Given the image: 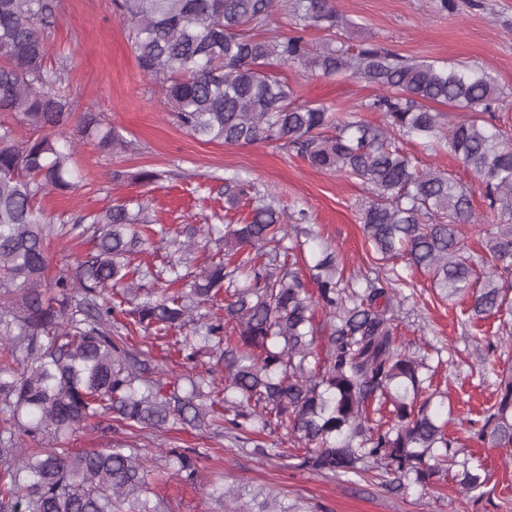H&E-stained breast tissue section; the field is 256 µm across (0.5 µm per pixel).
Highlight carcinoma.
I'll return each mask as SVG.
<instances>
[{
  "mask_svg": "<svg viewBox=\"0 0 512 512\" xmlns=\"http://www.w3.org/2000/svg\"><path fill=\"white\" fill-rule=\"evenodd\" d=\"M139 68L159 87L170 116L205 142L274 143L317 168L356 179L372 194L362 212L366 242L383 262L400 259L425 272L446 297L471 293L468 320L508 322L512 287V143L496 124L502 91L487 75L439 61L409 63L375 46L334 38L314 54L305 37L336 29L330 0H293L289 35L260 37L280 0H112ZM63 0H0V512H169L160 497L141 498L146 460L131 440L68 448L90 420L110 418L135 433L180 423L208 427L260 459L389 492L427 487L452 468L465 493L487 483L482 468L458 461L467 447L446 432L425 395L427 355L397 334L396 316L413 284L383 263L344 276L336 252L313 250L308 274L296 250L315 241L306 212L258 196L245 224L207 226L216 251L187 291L166 292L162 274L133 266L138 248L174 244L155 228L145 203L80 212L70 231L92 250L53 276L47 248L59 236L41 201L77 186L76 145L127 151L102 112L74 104L67 58H51ZM349 74L376 86L355 107L372 124L322 104H297L273 62ZM445 104L473 116L458 119ZM32 131L28 138L16 128ZM446 145L481 178L499 222L479 229L482 252L468 250L476 221L471 198L452 176L418 165L403 147ZM253 187L224 178L230 205ZM302 235L300 241L296 236ZM313 282L317 293L310 292ZM324 313L314 322V309ZM224 311L219 316L211 309ZM143 342L128 344L130 324ZM323 350H315L317 333ZM175 336L183 369L214 360L207 376H145L158 339ZM215 397L205 409L198 399ZM286 430L284 442L253 441ZM469 440L512 450V369L497 402ZM208 448H167L182 479L205 486Z\"/></svg>",
  "mask_w": 512,
  "mask_h": 512,
  "instance_id": "1",
  "label": "carcinoma"
}]
</instances>
